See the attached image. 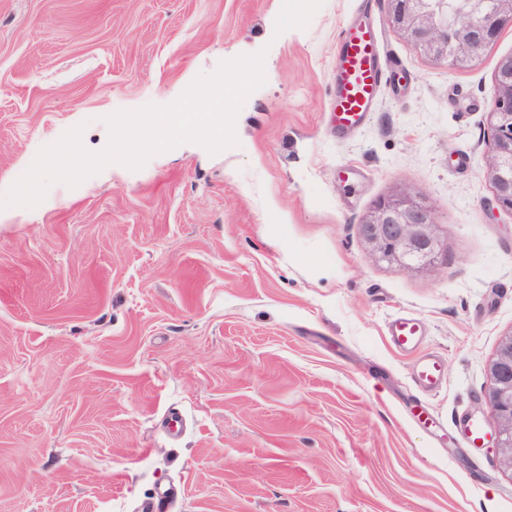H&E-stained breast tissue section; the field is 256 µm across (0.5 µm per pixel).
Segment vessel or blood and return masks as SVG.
I'll return each instance as SVG.
<instances>
[{
  "mask_svg": "<svg viewBox=\"0 0 512 512\" xmlns=\"http://www.w3.org/2000/svg\"><path fill=\"white\" fill-rule=\"evenodd\" d=\"M386 72L375 29L363 22L348 23L330 71L335 92L329 108L338 132L355 130L374 111ZM387 335L395 350H414L421 340V323L410 315L399 316L390 322ZM413 380L423 391L439 388L444 381L441 360L435 356L421 359L415 367ZM177 495L174 488L160 491L141 501L137 512H168Z\"/></svg>",
  "mask_w": 512,
  "mask_h": 512,
  "instance_id": "obj_1",
  "label": "vessel or blood"
}]
</instances>
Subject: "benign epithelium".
I'll list each match as a JSON object with an SVG mask.
<instances>
[{
    "label": "benign epithelium",
    "instance_id": "1",
    "mask_svg": "<svg viewBox=\"0 0 512 512\" xmlns=\"http://www.w3.org/2000/svg\"><path fill=\"white\" fill-rule=\"evenodd\" d=\"M386 22L419 54L455 69L477 64L486 48L512 28V0H384ZM512 58L497 67L491 99V133L484 175L498 209L512 213ZM373 261L405 272L430 271L444 251L434 209L413 189L400 186L380 198L360 223ZM484 402L494 417L501 463L512 470V332L489 364Z\"/></svg>",
    "mask_w": 512,
    "mask_h": 512
}]
</instances>
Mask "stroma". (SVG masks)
<instances>
[{
  "label": "stroma",
  "mask_w": 512,
  "mask_h": 512,
  "mask_svg": "<svg viewBox=\"0 0 512 512\" xmlns=\"http://www.w3.org/2000/svg\"><path fill=\"white\" fill-rule=\"evenodd\" d=\"M282 0H0V190L39 149L174 101L266 50L239 147L183 144L0 211V512H512L488 365L512 331V214L483 176L512 29L451 70L408 48L382 0H325L275 35ZM366 18L401 79L367 122L328 112L338 34ZM436 211L434 272L373 263L359 223L397 185ZM420 319L414 353L396 316ZM445 381L420 392L419 356ZM183 422L170 435L167 418ZM391 346L400 352L412 351L420 344L422 327L419 319L402 315L392 320L387 328ZM177 495L178 490L175 488L160 490L155 496L141 501L136 510L138 512H167Z\"/></svg>",
  "instance_id": "stroma-1"
}]
</instances>
